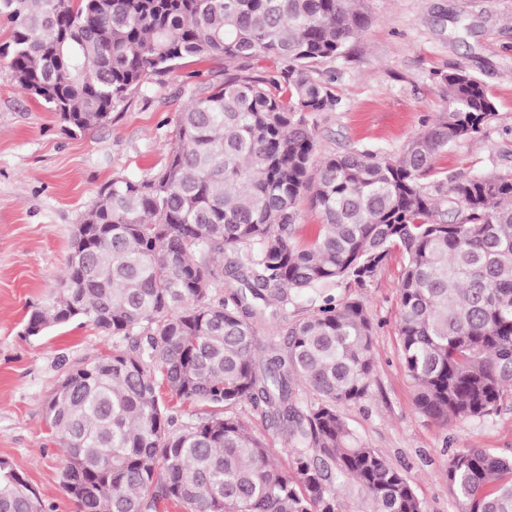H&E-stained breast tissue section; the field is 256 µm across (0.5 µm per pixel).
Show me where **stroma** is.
Wrapping results in <instances>:
<instances>
[{
    "instance_id": "35a3bbf8",
    "label": "stroma",
    "mask_w": 512,
    "mask_h": 512,
    "mask_svg": "<svg viewBox=\"0 0 512 512\" xmlns=\"http://www.w3.org/2000/svg\"><path fill=\"white\" fill-rule=\"evenodd\" d=\"M369 23L346 54L315 75L339 99L315 121L319 153L375 150L399 154L446 108L441 74L462 68L492 96L497 116L477 138L439 162L448 182L512 171V0H364ZM274 75L272 63L223 58L181 61L152 77L111 122L66 134L53 112L7 76L0 56V458L12 462L52 512H76L61 488L64 452L46 421L48 400L77 366L115 344L78 321L28 337L33 306L55 295L74 229L117 177L144 179L167 163L177 117L225 78ZM404 259L392 252L366 286L344 280L323 293L360 297L376 326L368 395L342 406L356 437L411 483L425 512H467L446 470L460 448L512 454V398L497 413L444 425L422 415L400 355L398 293Z\"/></svg>"
}]
</instances>
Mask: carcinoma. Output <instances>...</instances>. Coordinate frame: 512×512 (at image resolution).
I'll return each mask as SVG.
<instances>
[{"mask_svg":"<svg viewBox=\"0 0 512 512\" xmlns=\"http://www.w3.org/2000/svg\"><path fill=\"white\" fill-rule=\"evenodd\" d=\"M0 19L11 80L72 135L111 121L186 58L277 68L236 74L191 102L155 175L105 184L58 292L28 316V337L83 320L120 340L70 371L47 403L77 512H338L336 488L349 481L371 512H424L407 477L340 412L372 381L364 303L325 299L278 330L284 348L263 364L256 323L294 294L365 286L397 249L398 335L418 410L445 425L498 410L512 392V171L445 193L436 179L438 155L497 115L482 82L463 69L442 75L448 112L396 156L317 162L314 116L338 99L314 66L361 36L358 0H0ZM306 195L321 224L301 243ZM185 402L202 412L181 423ZM238 406L286 433L291 467L275 463ZM448 483L469 512H512V456L459 448ZM0 512H46L6 459Z\"/></svg>","mask_w":512,"mask_h":512,"instance_id":"cac0c4a2","label":"carcinoma"}]
</instances>
